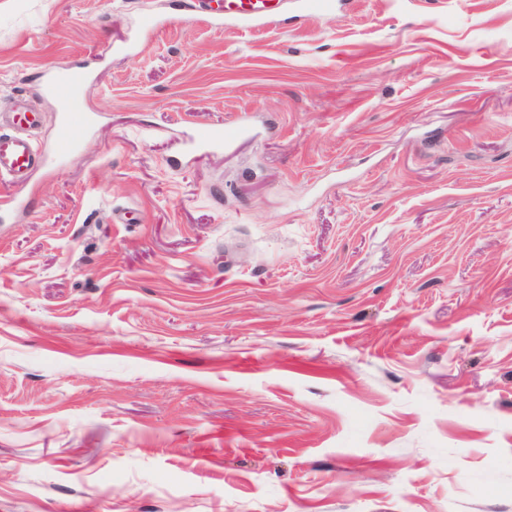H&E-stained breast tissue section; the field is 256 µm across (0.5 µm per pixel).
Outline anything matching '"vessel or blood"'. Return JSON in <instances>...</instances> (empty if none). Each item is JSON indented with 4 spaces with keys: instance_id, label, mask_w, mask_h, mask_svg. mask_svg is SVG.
<instances>
[{
    "instance_id": "vessel-or-blood-1",
    "label": "vessel or blood",
    "mask_w": 512,
    "mask_h": 512,
    "mask_svg": "<svg viewBox=\"0 0 512 512\" xmlns=\"http://www.w3.org/2000/svg\"><path fill=\"white\" fill-rule=\"evenodd\" d=\"M277 0H198L199 6H213L211 15L217 25L257 27L270 21L275 13ZM61 80L72 88L82 87L88 80L85 67L73 66L57 74L47 72L45 83ZM10 132L0 133V177H9L13 182L23 183L44 165L43 158L34 149L29 132L38 123L36 114L19 106L8 115ZM88 118L80 112H67L57 133L54 152L64 156L70 154L84 136Z\"/></svg>"
}]
</instances>
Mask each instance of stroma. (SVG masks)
Returning <instances> with one entry per match:
<instances>
[{
    "label": "stroma",
    "mask_w": 512,
    "mask_h": 512,
    "mask_svg": "<svg viewBox=\"0 0 512 512\" xmlns=\"http://www.w3.org/2000/svg\"><path fill=\"white\" fill-rule=\"evenodd\" d=\"M192 2L0 0V512H512V0ZM279 0H221L213 11L212 21L223 26L257 27L270 21ZM59 79L70 87L78 89L88 80V71L82 66H72L63 73L47 72L44 76L46 85H50L54 80ZM8 114L12 131L0 133V177L7 176L15 183H25L44 165L28 135L37 126L38 118L23 106H17ZM88 117L82 112H65L57 133L54 152L64 156L70 154L84 136Z\"/></svg>",
    "instance_id": "35a3bbf8"
}]
</instances>
